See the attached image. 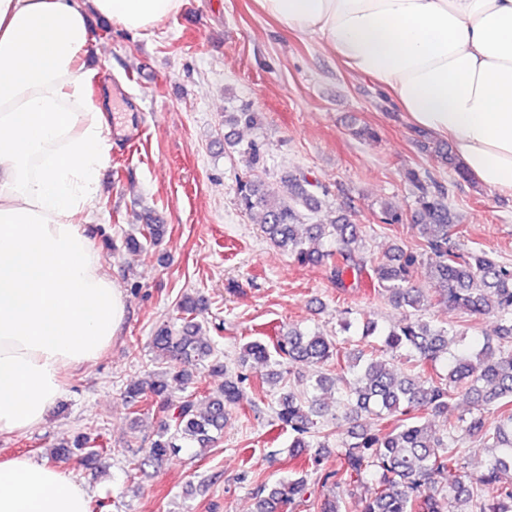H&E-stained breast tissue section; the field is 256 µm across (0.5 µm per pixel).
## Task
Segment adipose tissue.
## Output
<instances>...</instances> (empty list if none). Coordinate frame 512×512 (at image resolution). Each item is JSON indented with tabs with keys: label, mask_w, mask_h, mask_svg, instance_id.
Wrapping results in <instances>:
<instances>
[{
	"label": "adipose tissue",
	"mask_w": 512,
	"mask_h": 512,
	"mask_svg": "<svg viewBox=\"0 0 512 512\" xmlns=\"http://www.w3.org/2000/svg\"><path fill=\"white\" fill-rule=\"evenodd\" d=\"M450 142L464 170L512 195V0H256ZM182 0H0V434L40 424L62 374L118 336L125 293L86 216L110 158L87 93L91 16L139 34ZM0 512H90L58 467L0 461Z\"/></svg>",
	"instance_id": "ef3b65f1"
}]
</instances>
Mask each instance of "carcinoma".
Masks as SVG:
<instances>
[{
	"instance_id": "obj_1",
	"label": "carcinoma",
	"mask_w": 512,
	"mask_h": 512,
	"mask_svg": "<svg viewBox=\"0 0 512 512\" xmlns=\"http://www.w3.org/2000/svg\"><path fill=\"white\" fill-rule=\"evenodd\" d=\"M241 123L256 124V113L247 108L224 113V125ZM224 141L246 167L245 176L236 181L237 205L260 214L262 231L272 244L303 265L328 267L338 288L347 287L349 279H367L373 290L408 314L388 328L364 322L362 336L375 340L369 351L348 348L337 337L317 330L290 326L271 347L259 340L244 344L235 371L214 358V342L200 335L195 316L202 299L183 295L178 302L182 325H164L150 338L151 347L178 366L152 372L123 393L133 421L154 405L166 415L145 455L128 459L127 468L139 471L184 448L199 455L211 447L230 412L244 401L248 363L272 361L281 367L301 362L320 369L331 364L350 377L299 374L296 380L302 390H290L276 399L275 421L290 431L291 456L303 458V463L287 480L260 493L254 512H294L300 506L342 512L335 497L319 503L314 497L315 487L341 480L362 488L353 512H512V484L503 481V475L512 471V265L490 253L460 247L448 188L429 175L406 172L417 189L415 217L422 241L413 248L396 246L380 259L370 258L363 250L364 232L347 211H339L331 224L304 223L302 210H318L328 196L319 182L309 180L303 171L289 173L283 177L286 194L270 196L257 175L265 169L263 145L256 140L244 144L230 136ZM432 147L457 177L466 178L448 145L435 140L422 144L425 150ZM164 233L163 224H144L139 235L125 237L123 245L130 252H141L145 244H157ZM423 264L435 283L432 291L415 283L414 274ZM434 292L450 308L495 313L499 318L495 337L471 350L459 344V331L417 315L431 305ZM402 351L413 363L398 372L386 356ZM206 362L211 372L224 375V384L201 396H174L172 383H194L191 367ZM338 384L343 385V417L353 421L368 417L378 428H363L336 443V469L313 481L309 468L319 466L330 454L319 393ZM460 396L469 399L474 412L452 420L448 410ZM490 413L497 415L496 422L487 421ZM466 438L492 449L485 469L468 479L461 476ZM98 456L94 441L85 434L45 451L50 461L75 457L87 466L95 464Z\"/></svg>"
}]
</instances>
